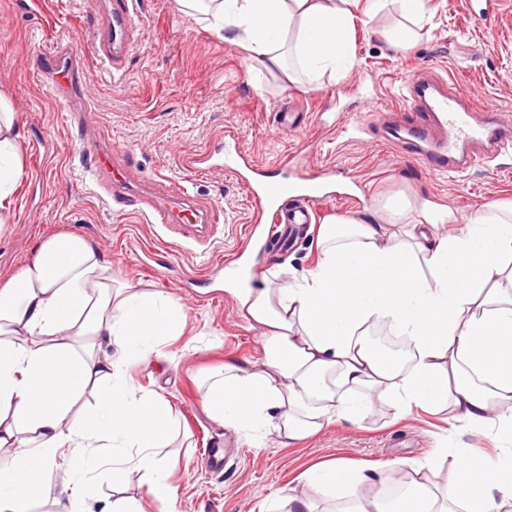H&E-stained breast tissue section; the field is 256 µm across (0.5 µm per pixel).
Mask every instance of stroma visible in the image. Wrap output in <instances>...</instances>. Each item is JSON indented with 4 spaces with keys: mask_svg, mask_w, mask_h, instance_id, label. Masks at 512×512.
<instances>
[{
    "mask_svg": "<svg viewBox=\"0 0 512 512\" xmlns=\"http://www.w3.org/2000/svg\"><path fill=\"white\" fill-rule=\"evenodd\" d=\"M139 2V42L124 71L90 62L87 94L94 110L88 123L107 143L129 149L131 169L165 175L173 187L212 208L217 230L206 252H199L144 216L108 206L85 174L68 115L46 92L37 54L51 42L90 52L95 0H0V95L16 114L23 168L12 222L0 228V284L23 270L41 240L75 234L100 254L116 282L162 291L185 304L183 334L163 347L162 357L129 369L135 386L165 395L179 417L170 447L177 488L172 512H260L263 495L294 486L306 468L336 457L378 469L387 490L394 488L401 462L425 459L442 444L452 454L496 458L491 436L468 429L448 409L401 415L379 402L359 422L331 423L287 447L273 435L264 447H252L213 420L200 378L224 363L247 366L262 355L260 332L250 327L235 289L267 287L280 265L297 274L312 267L319 227L311 225L287 248L248 245L253 206L245 189L220 172L189 175L180 160L219 132L239 137L271 169L286 150L308 142L304 162L334 165L364 187L359 199L324 206L325 219L350 214L367 224H388L387 201L404 196L411 219L427 208L445 227L468 223L484 204L510 203L512 153L457 176L437 177L411 152L384 144L378 128L360 142L345 136L328 141L315 125L333 121L340 111L353 121L367 118L362 93L398 90L412 73L452 80L460 92L493 103L512 119V0H504L489 26L473 20L470 0H425L429 21L407 49L392 47L385 37L401 20L397 5L372 18L357 15L352 67L318 89L253 68L224 33L185 15L176 0ZM286 110L301 115L291 132L280 125ZM242 249L247 267L228 284L209 283L211 269ZM212 448L224 451L223 472L207 465Z\"/></svg>",
    "mask_w": 512,
    "mask_h": 512,
    "instance_id": "1",
    "label": "stroma"
}]
</instances>
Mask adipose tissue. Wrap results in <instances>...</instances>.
I'll return each instance as SVG.
<instances>
[{"mask_svg":"<svg viewBox=\"0 0 512 512\" xmlns=\"http://www.w3.org/2000/svg\"><path fill=\"white\" fill-rule=\"evenodd\" d=\"M197 22L230 35L267 70L294 68L318 87L354 58L355 10L386 0H179ZM22 176L16 116L0 97V227ZM435 225L401 231L339 217L321 225L316 265L275 272L273 287L236 296L260 330L263 356L203 379L209 415L263 447L268 435L302 441L332 420L362 419L376 401L398 413L452 409L494 431L499 460L437 449L412 462L389 498L365 470L336 459L307 469L298 487L267 496L261 512H314L312 494L341 512H503L512 503V207L484 206L436 238ZM184 305L159 291L114 285L83 238L43 242L0 285V512H32L60 484L63 512H146L175 497L163 453L179 419L163 394L135 387L130 366L181 336ZM405 338L409 365L370 342L377 323ZM96 405L81 414L85 390ZM132 471L148 502L96 498L94 474ZM440 475L430 484V475Z\"/></svg>","mask_w":512,"mask_h":512,"instance_id":"obj_1","label":"adipose tissue"}]
</instances>
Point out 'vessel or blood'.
Here are the masks:
<instances>
[{
	"label": "vessel or blood",
	"mask_w": 512,
	"mask_h": 512,
	"mask_svg": "<svg viewBox=\"0 0 512 512\" xmlns=\"http://www.w3.org/2000/svg\"><path fill=\"white\" fill-rule=\"evenodd\" d=\"M96 52L113 70H121L139 35L136 0H98ZM52 94L62 102L70 122L80 132V156L94 181L109 201H134L151 223L173 229V196H132L133 184L118 169L116 153L88 135L87 105L82 104L87 60L66 47H58L42 59ZM410 111L420 113V124L406 126L382 119L390 137L422 159L435 175L469 170L512 150V125L501 121L495 106L474 103L445 79L416 74L408 79L402 96ZM192 170L220 167L244 185L253 202L251 229L263 224H313L321 205L334 198L344 175L336 167H303L280 159L279 175H268L256 165L235 138L209 143L183 155Z\"/></svg>",
	"instance_id": "obj_1"
}]
</instances>
